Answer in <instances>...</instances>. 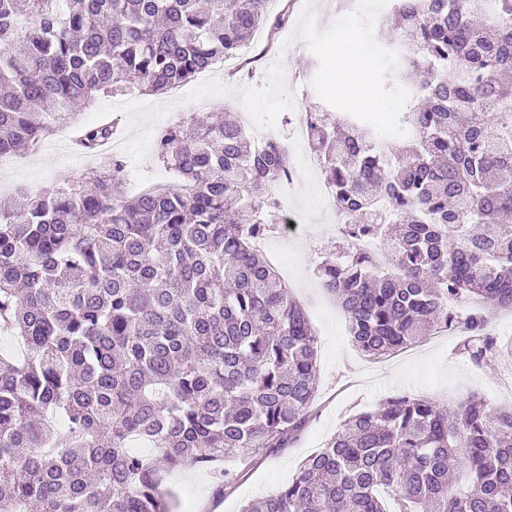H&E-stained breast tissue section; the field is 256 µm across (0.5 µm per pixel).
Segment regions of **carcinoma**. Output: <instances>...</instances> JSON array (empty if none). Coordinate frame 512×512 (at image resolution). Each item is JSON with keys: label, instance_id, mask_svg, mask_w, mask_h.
<instances>
[{"label": "carcinoma", "instance_id": "carcinoma-1", "mask_svg": "<svg viewBox=\"0 0 512 512\" xmlns=\"http://www.w3.org/2000/svg\"><path fill=\"white\" fill-rule=\"evenodd\" d=\"M268 2L0 0V153L101 97L164 94L259 28L276 39L292 2ZM383 27L413 36L396 73L409 137L381 155L369 125L309 106L346 222L317 273L364 354L454 329L480 364L501 349L486 311L512 310V0H392ZM114 127L79 126L75 146L98 156ZM156 150L179 183L119 195L110 158L88 191L0 196V335L27 351L0 355V512H171L160 467L250 459L309 421L317 339L255 247L281 219L266 187L288 174L284 144L227 115L165 127ZM363 237L388 267L354 249ZM464 299L483 308L448 307ZM241 512H512V406L394 393Z\"/></svg>", "mask_w": 512, "mask_h": 512}]
</instances>
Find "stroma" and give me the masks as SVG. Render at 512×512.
Masks as SVG:
<instances>
[{
    "mask_svg": "<svg viewBox=\"0 0 512 512\" xmlns=\"http://www.w3.org/2000/svg\"><path fill=\"white\" fill-rule=\"evenodd\" d=\"M297 19H290L283 38L286 50H273L281 59L293 102L308 105L318 97L311 81L319 69L317 57L305 44L294 39ZM238 61L228 58L223 69L187 84L188 95L177 103L136 92L101 98L94 108L64 116L59 135L73 136L78 125L119 117L116 134L118 159L126 167L121 188L134 193L147 183L176 182L175 172L157 160L155 141L166 125L165 112H175L178 120L197 115L196 100L207 101V112L243 113L240 95L245 87L260 88L267 83L266 66H258L248 83L228 79ZM94 165L83 154L55 148L19 155L16 167L0 174V194L18 191L37 194L45 186L60 182L87 181ZM300 189L290 201L303 225L301 234L284 237L273 231L270 242L283 256L280 278L305 307L318 340L319 382L309 422L296 442L286 448L246 462L225 458L210 467L192 466L161 471L163 485L173 494L172 512H241L249 501L276 492L288 482L299 465L319 451L341 429L353 412L373 410L383 399L407 391L450 406L476 393L488 404L512 403V312L500 310L489 319L490 332L505 346L503 353L483 365H475L457 351L458 337L444 333L423 338L412 348L373 359L352 342L348 320L337 301L327 295L315 276L323 253L335 249L341 239L319 196L317 182L301 176Z\"/></svg>",
    "mask_w": 512,
    "mask_h": 512,
    "instance_id": "stroma-1",
    "label": "stroma"
}]
</instances>
